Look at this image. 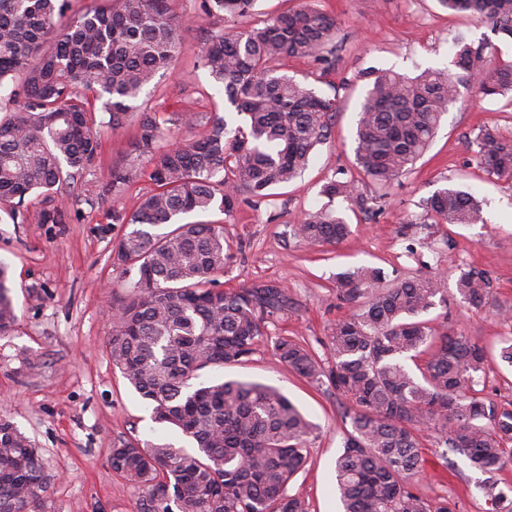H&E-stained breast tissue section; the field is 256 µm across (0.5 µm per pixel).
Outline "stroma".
I'll return each instance as SVG.
<instances>
[{
  "mask_svg": "<svg viewBox=\"0 0 512 512\" xmlns=\"http://www.w3.org/2000/svg\"><path fill=\"white\" fill-rule=\"evenodd\" d=\"M202 0H174L187 22L173 71L142 95L143 109L171 115L189 110L207 118L227 115L221 87L199 63L211 34L235 28V21L205 15ZM338 20L335 67L319 77L307 61L288 59L279 72L336 100L328 138L317 145L305 172L271 190L258 202H243L231 214L208 213L224 225L230 247L221 288L274 281L288 290V308L269 323L271 337L305 341L326 358L330 328L341 311L336 276L359 265L383 268L401 278L475 264L493 279L489 310L473 311L456 291L448 308H433V326L464 330L486 346L490 362L482 394L496 403L512 401V366L498 358L512 336V182L487 175L475 160L473 140L480 128L512 137V99L485 98L476 86L461 83L459 98L440 123L427 151L388 191L377 215H365L342 200L328 201L322 185L354 169V128L363 95L365 71L391 69L411 76L427 68L450 66L455 38L482 50L491 65L512 64V43L490 24L465 13L442 11L436 0H312ZM137 133L99 128L101 152L94 166L72 182L66 195L69 219L41 224L42 197L26 201V223L0 220V262L9 267L18 322L0 338V416L8 417L42 448L52 476L48 512H131L137 493L113 472L108 458L122 439L177 445L184 437L151 419V409L114 369L106 344L112 333L108 310L113 297L129 292L130 278L111 259L117 225L113 212H134L151 187L141 177L122 195H103L113 164L123 162ZM471 189L483 203L485 221L470 226L427 220L422 202L449 184ZM332 205L351 226L340 245L311 246L293 228L304 214ZM244 379L277 387L314 424L304 469L289 485L307 501L309 512H341L334 472L343 447L342 413L346 399L330 384L313 386L277 364L260 347L243 365L203 371L201 382ZM484 476L458 454H442L426 436L422 468L412 485L429 500L449 499L455 512H484L477 487Z\"/></svg>",
  "mask_w": 512,
  "mask_h": 512,
  "instance_id": "stroma-1",
  "label": "stroma"
}]
</instances>
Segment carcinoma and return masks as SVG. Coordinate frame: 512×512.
Listing matches in <instances>:
<instances>
[{
	"label": "carcinoma",
	"instance_id": "obj_1",
	"mask_svg": "<svg viewBox=\"0 0 512 512\" xmlns=\"http://www.w3.org/2000/svg\"><path fill=\"white\" fill-rule=\"evenodd\" d=\"M437 2L492 23L512 41V0ZM254 4L202 0L201 7L212 16L244 18ZM70 10L71 0H0V90L10 89L12 105L9 117L0 118V211L17 221L38 191L48 198L38 223H64L67 198L55 194L98 157L96 114L108 115L118 133L140 113L131 152L149 157V171L116 164L104 187L120 195L144 174L153 185L135 212L112 216L133 226L112 241V262L134 278L130 293L110 304L107 349L113 367L151 405L154 422L178 429L192 447L164 439L113 445L112 470L137 488L136 512H308L305 500L288 494L306 463L312 425L305 415L273 386L239 379L193 384L202 370L244 364L269 342L278 363L313 385L329 381L349 401L344 418L351 430L335 462L343 512H454L448 500L431 504L413 491L425 430L483 474L512 464V408L478 389L485 347L421 319L448 304V277L389 280L370 266L340 273L336 299L347 313L332 327L325 367L301 341L269 336L268 320L288 307L287 288L218 286L229 257L224 225L176 222L191 213L227 215L241 196L262 199L308 166L327 138L336 99L278 73L274 64L288 57L330 63L335 15L308 6L212 34L199 65L224 87L244 122L234 126L215 114L198 137L166 144L165 125L195 126L198 113L162 119L141 111L138 100L171 68L183 17L170 0H109L83 13ZM454 46L452 70L366 73L354 156L378 192L366 197L351 175L328 180L324 196L375 212L377 200L430 145L463 79L477 77L485 98L512 94V64L495 67L483 52L459 40ZM475 143L477 163L512 181V138L482 129ZM423 206L436 224L483 223L479 199L455 186L434 192ZM293 232L309 244H339L352 230L343 217L317 209ZM8 282L0 264L1 338L17 321ZM491 288L478 267L461 270L456 280L462 302L474 310L489 304ZM50 481L40 448L1 417L0 512H44ZM480 489L489 512H512V484L486 481Z\"/></svg>",
	"mask_w": 512,
	"mask_h": 512
}]
</instances>
